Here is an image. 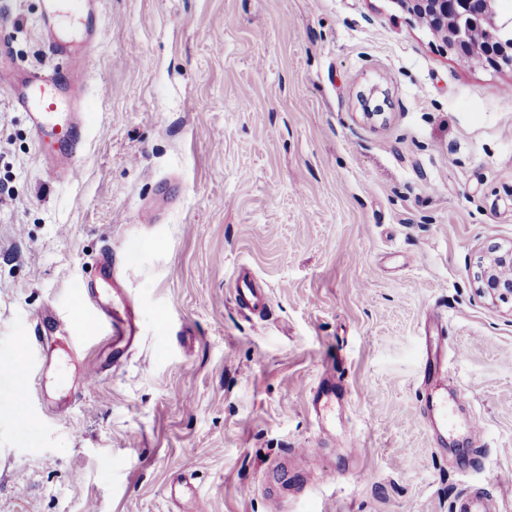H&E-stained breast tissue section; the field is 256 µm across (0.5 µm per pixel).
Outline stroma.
<instances>
[{
  "mask_svg": "<svg viewBox=\"0 0 512 512\" xmlns=\"http://www.w3.org/2000/svg\"><path fill=\"white\" fill-rule=\"evenodd\" d=\"M41 0L16 61L65 70ZM80 173L46 171L0 87V512H512V65L448 53L395 0H103ZM157 206L155 224L133 217ZM111 247L139 340L63 417L3 368ZM268 291L241 311L233 273ZM444 349L448 435L425 368ZM331 382L321 414L312 391ZM480 434H473V426ZM319 465L334 480L293 490ZM197 495L174 506L170 480ZM476 291L492 302L512 303V245H491L477 273Z\"/></svg>",
  "mask_w": 512,
  "mask_h": 512,
  "instance_id": "obj_1",
  "label": "stroma"
}]
</instances>
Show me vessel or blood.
I'll use <instances>...</instances> for the list:
<instances>
[{"mask_svg": "<svg viewBox=\"0 0 512 512\" xmlns=\"http://www.w3.org/2000/svg\"><path fill=\"white\" fill-rule=\"evenodd\" d=\"M101 0H42L41 21L45 43L50 53L67 57L71 66L63 72H21L9 61L10 48L0 39V87L11 92L15 106L27 112L31 127L40 142L46 143L44 164L59 181L75 179L80 171L78 147L89 128L85 110L84 70L82 55L61 42L57 30L65 18L79 17L94 23ZM104 287H84L82 313L89 326L111 328L112 357L120 359L138 337V325L126 295L123 280L117 272H105ZM235 301L244 310L262 311L268 296L248 270L235 279ZM36 320L44 333L30 350L44 360L52 358V344L68 336L70 325L58 319L51 310L38 313Z\"/></svg>", "mask_w": 512, "mask_h": 512, "instance_id": "1", "label": "vessel or blood"}]
</instances>
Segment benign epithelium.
Wrapping results in <instances>:
<instances>
[{
	"mask_svg": "<svg viewBox=\"0 0 512 512\" xmlns=\"http://www.w3.org/2000/svg\"><path fill=\"white\" fill-rule=\"evenodd\" d=\"M496 0H396L414 18L427 20L426 27L439 38L449 53L462 58L473 57L472 39L480 33L481 59L499 66L512 64V45L502 40ZM476 291L498 303H512V245H492L487 261L477 273Z\"/></svg>",
	"mask_w": 512,
	"mask_h": 512,
	"instance_id": "7a95c632",
	"label": "benign epithelium"
}]
</instances>
